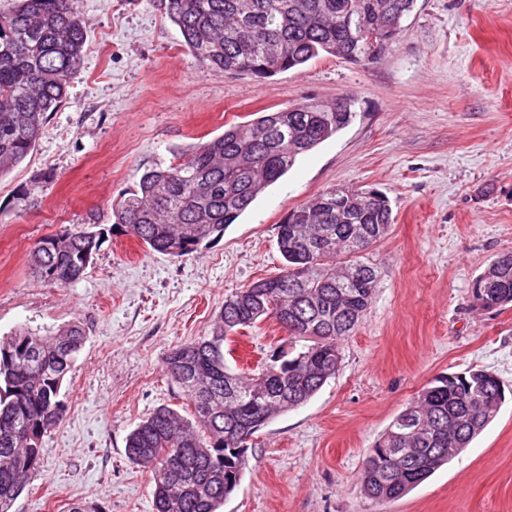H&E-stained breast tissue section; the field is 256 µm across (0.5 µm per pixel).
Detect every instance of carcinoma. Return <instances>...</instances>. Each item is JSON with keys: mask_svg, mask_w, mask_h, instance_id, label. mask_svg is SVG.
Segmentation results:
<instances>
[{"mask_svg": "<svg viewBox=\"0 0 512 512\" xmlns=\"http://www.w3.org/2000/svg\"><path fill=\"white\" fill-rule=\"evenodd\" d=\"M415 0H160L195 61L228 75L267 78L328 54L361 62L393 45ZM375 31L371 42L366 32ZM80 0H17L0 12V177L34 150L42 124L67 98L82 63ZM350 97L303 102L232 124L188 147L177 162L145 169L112 211L111 228L151 251L181 257L224 236L297 159L355 119ZM394 218L374 188H329L277 226L278 276L224 297L210 335L179 345L165 371L193 419L162 406L129 433L126 455L149 473L155 512H218L249 464L254 434L307 403L341 362L340 342L361 324L379 283L370 252ZM104 229L78 226L38 241L37 278L65 287L82 277ZM486 310L512 303V253L477 278ZM275 319L306 342L281 350L254 375L234 372L224 344L238 330ZM87 336L78 323L44 335L21 327L0 339V512H11L36 471L45 435L63 418L60 392ZM505 400L500 378L470 369L436 378L394 417L364 461L360 484L378 503L403 497L468 447Z\"/></svg>", "mask_w": 512, "mask_h": 512, "instance_id": "carcinoma-1", "label": "carcinoma"}]
</instances>
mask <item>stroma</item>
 Here are the masks:
<instances>
[{"mask_svg": "<svg viewBox=\"0 0 512 512\" xmlns=\"http://www.w3.org/2000/svg\"><path fill=\"white\" fill-rule=\"evenodd\" d=\"M87 41L67 99L33 152L0 179V337L81 322L87 340L63 383L62 421L13 512H154L126 439L161 406L187 414L165 372L207 335L226 295L278 275L277 226L334 186L375 188L394 222L371 259L381 280L340 348L336 376L251 439L221 512H512V306L475 305L476 278L512 252V0H416L398 40L371 62L330 55L268 78L199 65L158 0H81ZM355 101L346 129L301 156L221 239L174 258L112 232L86 274L60 288L28 256L42 238L111 225L145 168L254 113L313 98ZM272 319L224 348L256 368L289 348ZM496 373L508 391L487 428L401 499L360 491L363 462L436 376Z\"/></svg>", "mask_w": 512, "mask_h": 512, "instance_id": "1", "label": "stroma"}]
</instances>
